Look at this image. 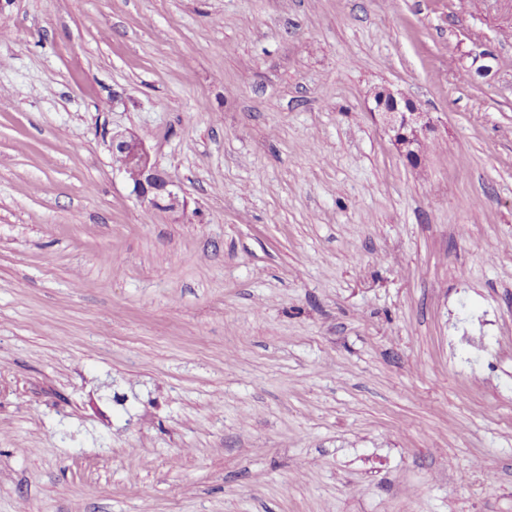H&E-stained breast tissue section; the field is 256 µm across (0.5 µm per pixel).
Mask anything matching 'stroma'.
<instances>
[{
    "label": "stroma",
    "instance_id": "stroma-1",
    "mask_svg": "<svg viewBox=\"0 0 512 512\" xmlns=\"http://www.w3.org/2000/svg\"><path fill=\"white\" fill-rule=\"evenodd\" d=\"M1 27L0 512H512V0ZM381 86L435 121L420 167ZM112 153L120 159L119 171L130 182L137 198L150 206L184 216L188 202L180 195L178 185L152 161L144 143L126 132L112 133ZM133 173L132 179L128 177Z\"/></svg>",
    "mask_w": 512,
    "mask_h": 512
}]
</instances>
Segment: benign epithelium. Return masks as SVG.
<instances>
[{
	"instance_id": "obj_1",
	"label": "benign epithelium",
	"mask_w": 512,
	"mask_h": 512,
	"mask_svg": "<svg viewBox=\"0 0 512 512\" xmlns=\"http://www.w3.org/2000/svg\"><path fill=\"white\" fill-rule=\"evenodd\" d=\"M373 102V114L379 117L401 157L413 167L420 166L435 131L430 113L410 97L389 88L375 90ZM111 142L113 156L120 161L119 171L125 176L133 174L130 184L137 198L173 215L186 214L188 202L180 195L178 185L152 161L140 139L115 132Z\"/></svg>"
}]
</instances>
